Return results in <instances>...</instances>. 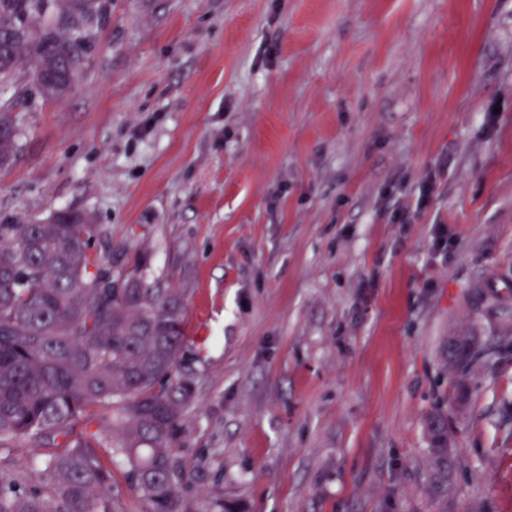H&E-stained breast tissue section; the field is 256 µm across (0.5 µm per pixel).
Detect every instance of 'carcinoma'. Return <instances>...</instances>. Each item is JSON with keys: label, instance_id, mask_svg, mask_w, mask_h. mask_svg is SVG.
<instances>
[{"label": "carcinoma", "instance_id": "obj_1", "mask_svg": "<svg viewBox=\"0 0 512 512\" xmlns=\"http://www.w3.org/2000/svg\"><path fill=\"white\" fill-rule=\"evenodd\" d=\"M96 16V0H0V90L27 57L40 93L63 99ZM16 136L1 106L0 167L13 161ZM184 327L180 294L148 282L138 262L112 268V234L87 216L0 224V448L59 449L39 489L0 467V512H121L104 454L122 461L146 512H189L178 449L197 374L183 365ZM479 354L473 337L448 338L460 372ZM91 406L112 411V431L74 434ZM431 441L432 494L446 500L454 459L442 411Z\"/></svg>", "mask_w": 512, "mask_h": 512}]
</instances>
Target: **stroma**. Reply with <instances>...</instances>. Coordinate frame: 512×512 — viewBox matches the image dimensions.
I'll return each instance as SVG.
<instances>
[{"label": "stroma", "instance_id": "1", "mask_svg": "<svg viewBox=\"0 0 512 512\" xmlns=\"http://www.w3.org/2000/svg\"><path fill=\"white\" fill-rule=\"evenodd\" d=\"M97 4L63 100L6 94L0 222L88 214L184 296L192 512H512V0ZM17 127L12 115L4 106L0 107V167L9 165L14 158ZM480 354L473 336H450L448 338V360L465 373ZM431 441L432 470L430 484L432 494L436 498L445 499L448 508V491L451 484L454 459L449 449L447 419L445 420L443 411H439L432 416Z\"/></svg>", "mask_w": 512, "mask_h": 512}]
</instances>
